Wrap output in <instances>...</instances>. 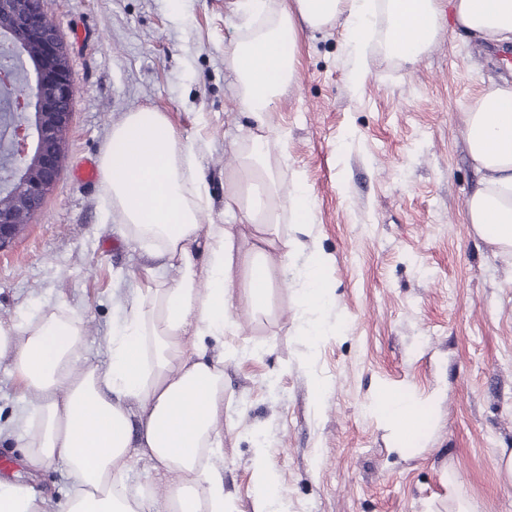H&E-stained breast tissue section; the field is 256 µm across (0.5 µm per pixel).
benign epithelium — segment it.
<instances>
[{"label":"benign epithelium","mask_w":512,"mask_h":512,"mask_svg":"<svg viewBox=\"0 0 512 512\" xmlns=\"http://www.w3.org/2000/svg\"><path fill=\"white\" fill-rule=\"evenodd\" d=\"M0 30L8 32L16 52L31 40L40 46L26 71L29 93L20 103L24 119L0 128V140L12 141L8 185L16 197V209L0 211L1 250L19 235L18 215L31 221L61 176L75 84L66 44L57 27L48 24L40 0H0Z\"/></svg>","instance_id":"benign-epithelium-1"}]
</instances>
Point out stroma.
Wrapping results in <instances>:
<instances>
[{"instance_id": "35a3bbf8", "label": "stroma", "mask_w": 512, "mask_h": 512, "mask_svg": "<svg viewBox=\"0 0 512 512\" xmlns=\"http://www.w3.org/2000/svg\"><path fill=\"white\" fill-rule=\"evenodd\" d=\"M236 0H43L69 47L77 84L60 180L31 224L0 250V318L65 299L87 321L84 357L133 290L132 270L159 265L123 238L102 183L72 171L100 157L126 113H167L197 138L209 187L203 224L224 221L225 178L250 120L224 64L240 33ZM512 80V49L446 29L416 66L374 49L351 78L342 29L306 31L295 83L273 126L288 132V166L315 199V221L292 224L287 318L243 319L210 340L224 356V512H253L252 458L264 444L281 497L275 512H449V486L475 512H512V256L466 224L480 179L461 114L491 83ZM325 259L341 331L308 345L295 297L312 253ZM328 391L315 397L316 383ZM387 388L417 400L427 422L396 441L370 408ZM0 438L19 483L48 496L64 469L23 467Z\"/></svg>"}]
</instances>
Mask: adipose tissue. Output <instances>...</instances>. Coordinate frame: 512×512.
Segmentation results:
<instances>
[{
    "instance_id": "obj_1",
    "label": "adipose tissue",
    "mask_w": 512,
    "mask_h": 512,
    "mask_svg": "<svg viewBox=\"0 0 512 512\" xmlns=\"http://www.w3.org/2000/svg\"><path fill=\"white\" fill-rule=\"evenodd\" d=\"M465 37L512 42V0H255L240 35L224 47L237 99L255 121L236 153L224 212L228 224L202 225L204 188L198 143L167 113H127L100 157L106 202L123 236L166 260L143 266L122 318L105 339L107 361L82 360L86 327L66 300L39 317L0 318V360L26 402L11 433L29 468L62 464L71 488L54 500L0 481V512H224L212 463L224 439V360L208 339L276 311L287 275V223L311 224L315 204L288 170V133L268 123L297 74L300 30L343 27L351 71H369L372 41L415 64L438 44L444 16ZM468 152L481 174L466 220L484 241L512 254V86L493 84L463 114ZM296 303L311 315L309 344L336 333L320 321L330 285L322 258L305 268ZM152 462L167 495L132 487L130 458Z\"/></svg>"
}]
</instances>
